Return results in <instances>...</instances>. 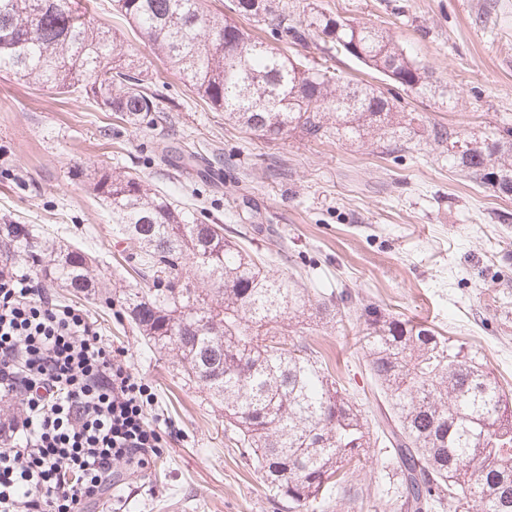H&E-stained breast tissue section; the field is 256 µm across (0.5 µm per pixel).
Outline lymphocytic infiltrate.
Wrapping results in <instances>:
<instances>
[{"instance_id": "lymphocytic-infiltrate-1", "label": "lymphocytic infiltrate", "mask_w": 512, "mask_h": 512, "mask_svg": "<svg viewBox=\"0 0 512 512\" xmlns=\"http://www.w3.org/2000/svg\"><path fill=\"white\" fill-rule=\"evenodd\" d=\"M0 512H85L115 467L141 470L166 444L147 420L149 386L81 310L31 274L0 270Z\"/></svg>"}]
</instances>
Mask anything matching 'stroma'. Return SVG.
Instances as JSON below:
<instances>
[{
    "instance_id": "1",
    "label": "stroma",
    "mask_w": 512,
    "mask_h": 512,
    "mask_svg": "<svg viewBox=\"0 0 512 512\" xmlns=\"http://www.w3.org/2000/svg\"><path fill=\"white\" fill-rule=\"evenodd\" d=\"M232 0L213 12L238 19L264 42L307 67L330 66L351 86L371 87L412 124L401 150L376 137L321 142L294 131L271 140L243 131L184 86L116 13L112 0L72 6L112 31L140 61L164 121L136 130L80 93L59 94L0 73V224H42L64 244L97 254L112 296L133 282L118 265L112 214L92 190L94 170L139 175L150 188L224 227L271 274L316 289L342 290L400 318L422 321L485 356L499 383L512 385V195L474 182L455 159L471 135L512 142V0H274L292 25L321 12L388 32L422 67L432 90L418 95L314 37L288 42L270 23L236 18ZM444 138H435L437 129ZM190 152L193 164L154 159L158 142ZM53 303L79 308L103 342L156 397L149 418L171 433L146 472L118 466L119 485L88 512H289L225 428L224 414L185 384L171 353L146 345L103 296L50 290ZM360 327L312 324L305 343L368 420L384 409L361 353ZM372 440L327 512H392L396 477Z\"/></svg>"
}]
</instances>
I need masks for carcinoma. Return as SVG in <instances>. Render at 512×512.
Instances as JSON below:
<instances>
[{
	"instance_id": "1",
	"label": "carcinoma",
	"mask_w": 512,
	"mask_h": 512,
	"mask_svg": "<svg viewBox=\"0 0 512 512\" xmlns=\"http://www.w3.org/2000/svg\"><path fill=\"white\" fill-rule=\"evenodd\" d=\"M116 11L195 95L241 127L277 139L298 130L310 140L366 135L397 143L405 126L375 89L351 90L328 66L307 68L219 16L207 0H114ZM254 19L274 14L302 39L271 0H234ZM308 33L351 54L417 94L430 86L392 37L323 13ZM0 71L59 93L80 92L133 126L154 125L157 94L141 65L117 52L112 32L76 14L70 0H0ZM465 176L512 193V142L471 137L457 158ZM93 191L112 211V236L127 243L141 279L121 306L141 335L175 352L183 379L205 390L237 433L240 454L289 508L321 512L332 490L347 488L369 424L318 352L292 329L329 308L295 281L270 275L261 258L224 237V225L192 219L164 194L127 172L95 173ZM5 260L20 261L76 293L99 292L92 254L62 246L32 224H0ZM204 287L190 285L188 278ZM363 323V351L388 408L381 430L403 488L399 509L512 512V392L477 351L424 322L342 298Z\"/></svg>"
}]
</instances>
